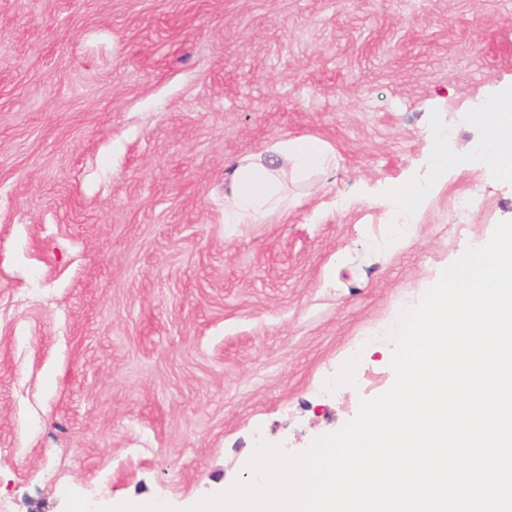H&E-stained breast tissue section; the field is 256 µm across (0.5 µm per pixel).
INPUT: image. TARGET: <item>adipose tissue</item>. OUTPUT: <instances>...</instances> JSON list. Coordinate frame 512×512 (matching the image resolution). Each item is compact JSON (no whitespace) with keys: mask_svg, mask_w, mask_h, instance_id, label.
<instances>
[{"mask_svg":"<svg viewBox=\"0 0 512 512\" xmlns=\"http://www.w3.org/2000/svg\"><path fill=\"white\" fill-rule=\"evenodd\" d=\"M493 131L489 144L492 152L485 165L475 168L477 179L502 178L512 174V117L501 112H484L479 116ZM280 166L290 168L299 178L322 172L334 162L330 147L322 140L309 137L288 138L272 149ZM282 186L273 168L256 158L237 161L226 195L228 213L234 223H258L267 210L282 200Z\"/></svg>","mask_w":512,"mask_h":512,"instance_id":"obj_1","label":"adipose tissue"}]
</instances>
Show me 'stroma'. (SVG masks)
I'll list each match as a JSON object with an SVG mask.
<instances>
[{"label":"stroma","mask_w":512,"mask_h":512,"mask_svg":"<svg viewBox=\"0 0 512 512\" xmlns=\"http://www.w3.org/2000/svg\"><path fill=\"white\" fill-rule=\"evenodd\" d=\"M511 89L512 0H0V512H185L386 392L360 338L512 220L435 132ZM300 136L320 191L225 223L231 162Z\"/></svg>","instance_id":"obj_1"}]
</instances>
